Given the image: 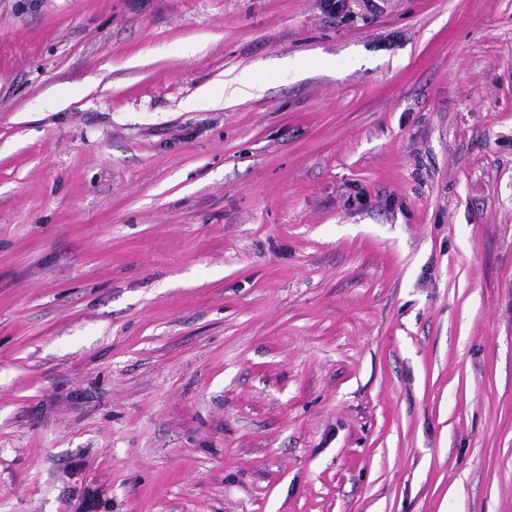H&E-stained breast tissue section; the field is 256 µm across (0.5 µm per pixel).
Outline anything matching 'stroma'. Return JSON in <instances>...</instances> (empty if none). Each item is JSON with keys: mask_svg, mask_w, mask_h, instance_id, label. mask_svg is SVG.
Wrapping results in <instances>:
<instances>
[{"mask_svg": "<svg viewBox=\"0 0 512 512\" xmlns=\"http://www.w3.org/2000/svg\"><path fill=\"white\" fill-rule=\"evenodd\" d=\"M89 489L512 512V0H0V512Z\"/></svg>", "mask_w": 512, "mask_h": 512, "instance_id": "obj_1", "label": "stroma"}]
</instances>
